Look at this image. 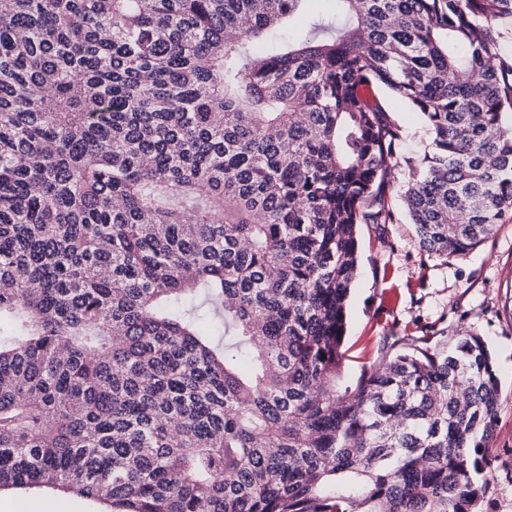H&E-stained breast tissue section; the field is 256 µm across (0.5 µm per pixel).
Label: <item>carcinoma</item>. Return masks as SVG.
Masks as SVG:
<instances>
[{
  "label": "carcinoma",
  "mask_w": 512,
  "mask_h": 512,
  "mask_svg": "<svg viewBox=\"0 0 512 512\" xmlns=\"http://www.w3.org/2000/svg\"><path fill=\"white\" fill-rule=\"evenodd\" d=\"M0 0V490L104 512H480L491 356L338 387L356 225L464 256L512 214V0Z\"/></svg>",
  "instance_id": "cac0c4a2"
}]
</instances>
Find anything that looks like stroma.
I'll list each match as a JSON object with an SVG mask.
<instances>
[{
	"label": "stroma",
	"instance_id": "1",
	"mask_svg": "<svg viewBox=\"0 0 512 512\" xmlns=\"http://www.w3.org/2000/svg\"><path fill=\"white\" fill-rule=\"evenodd\" d=\"M383 97L404 142L387 203L395 220L358 227L359 272L347 314L341 381L356 386L382 364L397 338L433 336L456 346L465 332L482 336L494 357L500 413L489 444L491 465L481 512H512V214L465 256L421 250L401 201L405 160L427 140L421 115L391 91ZM0 512H101L93 501L62 491H0Z\"/></svg>",
	"mask_w": 512,
	"mask_h": 512
}]
</instances>
